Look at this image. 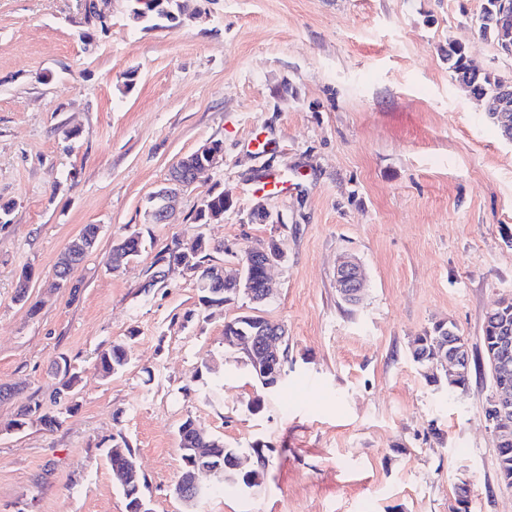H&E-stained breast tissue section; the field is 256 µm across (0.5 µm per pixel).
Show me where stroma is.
Returning a JSON list of instances; mask_svg holds the SVG:
<instances>
[{
	"mask_svg": "<svg viewBox=\"0 0 512 512\" xmlns=\"http://www.w3.org/2000/svg\"><path fill=\"white\" fill-rule=\"evenodd\" d=\"M189 22L146 30L130 0L109 28L79 0H0V425L33 401L61 424L0 428V512H127L108 463L131 445L151 512H450L468 482L469 512H512L486 410L493 385L481 344L486 313L512 295V142L453 79L449 41L476 66L512 77L483 39L482 0H193ZM222 160L181 192L171 223L149 198L206 142ZM284 177L272 196L265 175ZM220 223L195 220L209 191ZM272 213L257 220L254 210ZM98 244L69 288L52 286L60 253L84 225ZM146 248L121 271L114 241ZM223 242L235 270L277 240L275 295L203 307L194 278L145 289L172 238ZM367 287L336 290L341 257ZM29 299H14L21 275ZM284 325L288 377L261 388L225 322ZM452 322L476 367L465 391L426 382L414 337ZM126 344L111 378L98 354ZM79 382L58 396L60 363ZM222 389H215V382ZM193 419L226 446H271L264 482L174 493L178 427Z\"/></svg>",
	"mask_w": 512,
	"mask_h": 512,
	"instance_id": "obj_1",
	"label": "stroma"
}]
</instances>
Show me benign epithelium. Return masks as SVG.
Returning a JSON list of instances; mask_svg holds the SVG:
<instances>
[{"label":"benign epithelium","mask_w":512,"mask_h":512,"mask_svg":"<svg viewBox=\"0 0 512 512\" xmlns=\"http://www.w3.org/2000/svg\"><path fill=\"white\" fill-rule=\"evenodd\" d=\"M223 152L214 149L207 142L193 152L199 162L193 164L189 159H181L173 168L165 187L153 194L157 205L152 211L153 222L168 224L172 218V202L184 189L193 185L200 172L214 166L222 157ZM283 259V252L266 247L250 249L245 254V260L240 262L241 269L258 270L262 273L263 288L253 289V282L246 280L244 294L253 303L268 299L272 288L269 282V271ZM336 288L342 298L350 303L357 302L365 288V279L360 267L353 261H345L336 269ZM512 303V297L500 300L489 313L494 319L495 336L492 350L489 352V362L494 375L501 378V383L494 388L489 401L488 420L494 425L496 443L508 446L512 442V386L508 383L512 375V323L509 322L505 308ZM250 324L248 333L242 338H230L232 344L248 349L255 355L254 367L261 378L265 379L268 387L272 388L278 382L283 372L286 359V334L282 327L259 321L253 317L245 318ZM467 350L465 338L455 334L454 341L448 348L437 350L431 356H418V361H431V367H445L448 375L455 376L462 372V367L468 365L463 352Z\"/></svg>","instance_id":"benign-epithelium-1"}]
</instances>
